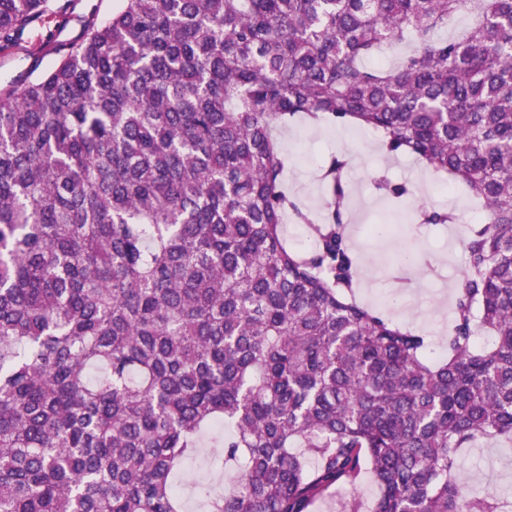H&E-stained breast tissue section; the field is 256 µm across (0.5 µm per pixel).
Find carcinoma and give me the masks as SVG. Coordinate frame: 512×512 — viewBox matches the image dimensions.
<instances>
[{
	"label": "carcinoma",
	"mask_w": 512,
	"mask_h": 512,
	"mask_svg": "<svg viewBox=\"0 0 512 512\" xmlns=\"http://www.w3.org/2000/svg\"><path fill=\"white\" fill-rule=\"evenodd\" d=\"M73 2L0 0V50ZM57 54L0 90V512H184L222 425L234 490L207 512H308L366 473L371 512H512L460 477L512 438V0H119ZM295 118L481 205L440 362L354 298L345 156L321 216L285 188Z\"/></svg>",
	"instance_id": "obj_1"
}]
</instances>
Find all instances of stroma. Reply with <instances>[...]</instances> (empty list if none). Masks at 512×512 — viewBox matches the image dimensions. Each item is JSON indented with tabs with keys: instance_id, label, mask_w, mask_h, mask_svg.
<instances>
[{
	"instance_id": "35a3bbf8",
	"label": "stroma",
	"mask_w": 512,
	"mask_h": 512,
	"mask_svg": "<svg viewBox=\"0 0 512 512\" xmlns=\"http://www.w3.org/2000/svg\"><path fill=\"white\" fill-rule=\"evenodd\" d=\"M116 0H80L71 14L34 22L22 38L0 52V89L22 78L34 56L51 64L58 44L76 40L88 18L104 23ZM282 145L291 159L285 183L312 211H319L326 195L316 172L332 154L352 150L355 163L348 180L353 199L362 204V218L349 225L351 252L359 268L355 297L393 322L408 319L421 329L428 342L430 361L443 356L442 341L452 322L454 291L465 273L460 240L472 229V221L446 226L415 223L408 210H395L379 198L372 186L377 172H385L397 184L422 192L429 206L466 212L474 202L462 188L442 190L437 178H424L422 164L414 156L387 157L377 132L360 127H310L290 124L281 132ZM415 252L431 265L427 275L407 270L403 257ZM461 476L471 493L496 491L512 495V440L483 438L461 455ZM378 490L371 476L353 487L340 485L318 498L310 512H370Z\"/></svg>"
}]
</instances>
